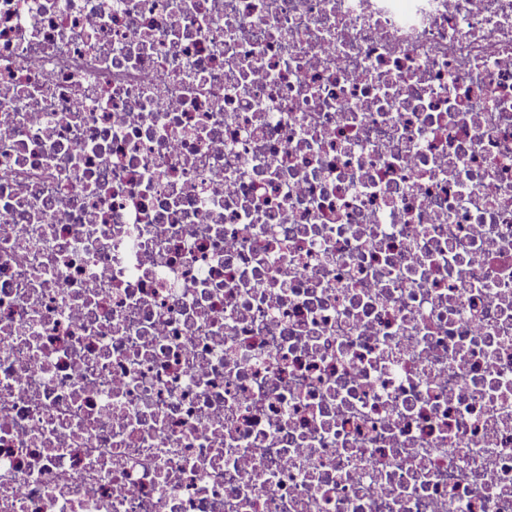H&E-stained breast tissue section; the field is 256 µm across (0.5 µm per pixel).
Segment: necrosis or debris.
Listing matches in <instances>:
<instances>
[{"instance_id":"obj_1","label":"necrosis or debris","mask_w":512,"mask_h":512,"mask_svg":"<svg viewBox=\"0 0 512 512\" xmlns=\"http://www.w3.org/2000/svg\"><path fill=\"white\" fill-rule=\"evenodd\" d=\"M0 512H512V0H0Z\"/></svg>"}]
</instances>
